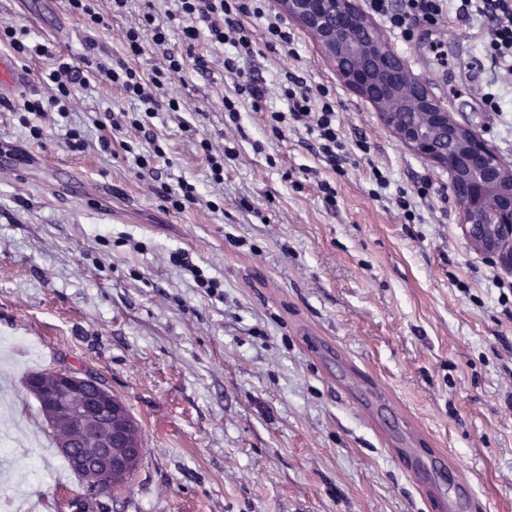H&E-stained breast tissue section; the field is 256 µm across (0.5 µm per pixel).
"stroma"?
Masks as SVG:
<instances>
[{"instance_id":"stroma-1","label":"stroma","mask_w":512,"mask_h":512,"mask_svg":"<svg viewBox=\"0 0 512 512\" xmlns=\"http://www.w3.org/2000/svg\"><path fill=\"white\" fill-rule=\"evenodd\" d=\"M101 8L106 24L93 28L68 0H0V29L27 30V43L49 49L20 58L30 86L0 99V149L20 152L0 165V439L10 441L0 446V512L19 502L75 512L80 482L25 385L28 372L61 368L103 379L142 428L145 455L110 512H434L395 459L392 440L409 431L456 464L478 512H512V273L468 245L447 171L401 144L297 25L295 55L256 56L267 94L258 110L241 102L234 123L223 49L203 39L184 50L168 0ZM148 11L170 48L187 53L167 89L182 111L159 113L141 133L113 130L109 113L137 104L94 79L67 126L38 118L44 136L34 139L20 108L48 96L42 74L80 56L87 39L112 64L162 63L148 36L142 55L125 51L126 30ZM485 36L446 18L412 41L387 40L512 161V112L483 104L485 79L470 66ZM287 71L326 87L345 134L365 138L368 152L343 171L326 169L305 133L265 132L266 112L287 108ZM70 127L84 132V150L67 146ZM205 138L237 152L217 187ZM155 143L165 157L139 173L134 155ZM374 165L395 190L433 180L420 221L372 196ZM181 178L200 200L178 212L161 188ZM177 251L218 291L174 265ZM355 373L385 397L374 413L344 389Z\"/></svg>"}]
</instances>
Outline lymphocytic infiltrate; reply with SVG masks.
I'll list each match as a JSON object with an SVG mask.
<instances>
[{
  "mask_svg": "<svg viewBox=\"0 0 512 512\" xmlns=\"http://www.w3.org/2000/svg\"><path fill=\"white\" fill-rule=\"evenodd\" d=\"M175 13L186 18L187 24L180 30V38L187 45H195L200 38L210 43L230 45L232 52L224 58V70L236 75L237 98L225 99L224 111L231 121H238V99L245 96L252 102H261L264 96L262 76L244 70L243 65L256 55L252 32L244 18L253 16L265 19V45L268 49L292 52L295 38L282 20L266 16L263 0H174ZM368 9L382 17L388 28L396 31L404 40H411L416 26H434L448 14H455L459 22L483 24L487 36L482 42L483 56L493 80L502 74H512V0H367ZM146 25L154 29L153 42L164 49L163 66L144 74L126 63L115 65L101 61L88 53L67 60L58 59L47 78L52 84L50 95L43 100H28L24 111L37 115L51 112L68 117L75 88L86 86L89 76L120 86L127 96L138 102L136 115L129 118L127 130H142L148 118L166 110L177 112L181 103L176 98L160 99L156 91L167 80L181 73L187 66L186 57L167 50L169 37L162 26L156 25L152 14H145ZM287 102V111H270L266 125L275 137H283L288 131H305L313 141L316 154L334 171L342 170L352 149L367 151L366 141L356 140L347 146L340 131L341 123L336 115V104L328 89L308 84L304 77L285 73L280 84Z\"/></svg>",
  "mask_w": 512,
  "mask_h": 512,
  "instance_id": "obj_1",
  "label": "lymphocytic infiltrate"
}]
</instances>
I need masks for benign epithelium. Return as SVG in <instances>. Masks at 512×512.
<instances>
[{"mask_svg": "<svg viewBox=\"0 0 512 512\" xmlns=\"http://www.w3.org/2000/svg\"><path fill=\"white\" fill-rule=\"evenodd\" d=\"M336 67L343 84L369 102L381 123L410 150L448 170L468 244L512 270V162L458 121L410 70L360 0H277ZM88 373L59 369L27 381L49 426L63 431V454L84 446L73 465L96 495L117 472H134L145 448L140 426L112 389H90Z\"/></svg>", "mask_w": 512, "mask_h": 512, "instance_id": "obj_1", "label": "benign epithelium"}]
</instances>
